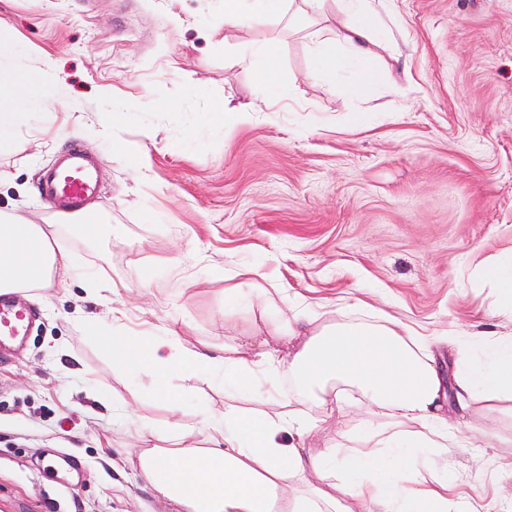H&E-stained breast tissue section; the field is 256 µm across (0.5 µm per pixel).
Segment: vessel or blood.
Here are the masks:
<instances>
[{
	"mask_svg": "<svg viewBox=\"0 0 512 512\" xmlns=\"http://www.w3.org/2000/svg\"><path fill=\"white\" fill-rule=\"evenodd\" d=\"M39 191L57 214L83 212L87 201L99 192V180L93 161L79 146H70L39 178ZM35 321L32 311L13 304L0 293V341L28 336Z\"/></svg>",
	"mask_w": 512,
	"mask_h": 512,
	"instance_id": "1",
	"label": "vessel or blood"
}]
</instances>
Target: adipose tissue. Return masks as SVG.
<instances>
[{
	"mask_svg": "<svg viewBox=\"0 0 512 512\" xmlns=\"http://www.w3.org/2000/svg\"><path fill=\"white\" fill-rule=\"evenodd\" d=\"M341 13L330 39L314 54L323 74L336 73L345 45L371 76L389 35L371 21L368 0H337ZM285 14V0H224L225 26L249 27ZM65 90L37 75L19 44L0 38V151L22 128L25 111L64 109ZM74 272L58 224L37 223L0 210V293L18 294L65 282ZM231 310L259 314L290 348L288 356L251 342L189 349L170 325L149 337L116 329L95 335L111 354L144 370L145 388L179 401L169 380L206 370L224 382V406L208 409L201 426L151 431L152 447L137 451L141 476L173 512H463L448 498V451L468 446L449 424V396L461 406L512 400V332L476 335L433 331L423 338L410 324L379 319L359 302L352 317L324 318L305 307L286 314L255 282L241 276L225 289ZM447 341L457 357L444 377L429 341ZM169 348L158 360L155 353ZM361 397L363 425L324 448L308 446L319 416Z\"/></svg>",
	"mask_w": 512,
	"mask_h": 512,
	"instance_id": "obj_1",
	"label": "adipose tissue"
}]
</instances>
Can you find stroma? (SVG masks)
<instances>
[{
  "label": "stroma",
  "instance_id": "35a3bbf8",
  "mask_svg": "<svg viewBox=\"0 0 512 512\" xmlns=\"http://www.w3.org/2000/svg\"><path fill=\"white\" fill-rule=\"evenodd\" d=\"M392 35L372 79L347 56L335 77L311 51L328 30L296 15L225 29L224 0H0V18L34 67L68 92L83 126L122 110L145 176L82 129L41 140L24 131L0 154V209L51 219L39 174L69 144L97 158L87 211L111 237L65 226L77 268L111 280L109 304L79 278L35 290L20 353H0V512H170L126 450L173 420L199 425L224 385L183 380L172 406L140 388L76 318L141 335L174 320L186 347L221 343L224 290L249 269L283 307L336 312L363 300L421 329L492 328L497 290L482 264L512 251V0H371ZM275 43L287 97L265 106L259 69L237 56ZM253 109L230 126L221 105ZM362 123H354L355 113ZM495 419L506 444L486 447ZM469 448L448 451L468 512H499L512 486V404L473 403ZM43 449L77 457L80 474L39 470Z\"/></svg>",
  "mask_w": 512,
  "mask_h": 512
}]
</instances>
